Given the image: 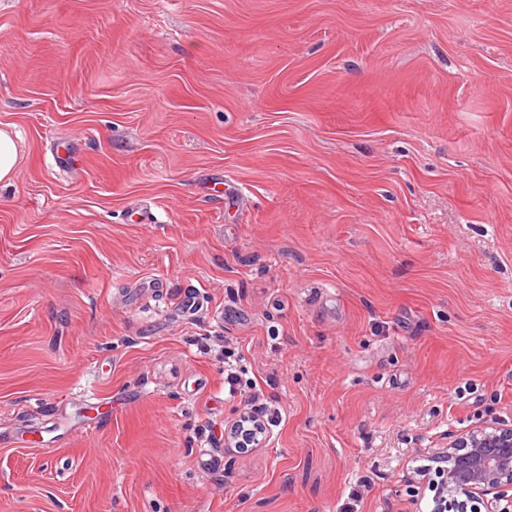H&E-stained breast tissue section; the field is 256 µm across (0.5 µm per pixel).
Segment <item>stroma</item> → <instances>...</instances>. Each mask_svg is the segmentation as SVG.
Returning a JSON list of instances; mask_svg holds the SVG:
<instances>
[{
	"label": "stroma",
	"instance_id": "35a3bbf8",
	"mask_svg": "<svg viewBox=\"0 0 512 512\" xmlns=\"http://www.w3.org/2000/svg\"><path fill=\"white\" fill-rule=\"evenodd\" d=\"M0 128V512H429L512 424V0H0ZM17 137L9 130L0 129V183H10L20 161ZM255 394L246 401L237 421L241 423L238 438L230 446L240 453H249L265 441L268 435L269 418L262 404L255 405ZM238 445L243 446L238 448Z\"/></svg>",
	"mask_w": 512,
	"mask_h": 512
}]
</instances>
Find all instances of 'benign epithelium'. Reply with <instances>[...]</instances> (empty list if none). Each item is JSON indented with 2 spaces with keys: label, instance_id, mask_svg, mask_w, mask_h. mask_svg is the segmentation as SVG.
Wrapping results in <instances>:
<instances>
[{
  "label": "benign epithelium",
  "instance_id": "obj_1",
  "mask_svg": "<svg viewBox=\"0 0 512 512\" xmlns=\"http://www.w3.org/2000/svg\"><path fill=\"white\" fill-rule=\"evenodd\" d=\"M436 472L419 483L431 512H512V426L497 419L448 435L436 449Z\"/></svg>",
  "mask_w": 512,
  "mask_h": 512
}]
</instances>
